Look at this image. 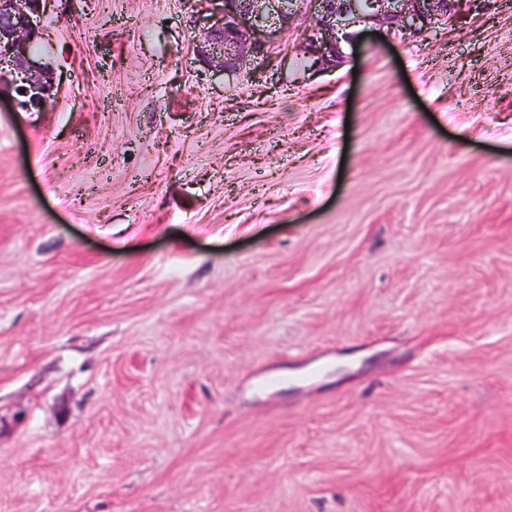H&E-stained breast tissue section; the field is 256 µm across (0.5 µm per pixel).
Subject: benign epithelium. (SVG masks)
<instances>
[{
  "label": "benign epithelium",
  "mask_w": 512,
  "mask_h": 512,
  "mask_svg": "<svg viewBox=\"0 0 512 512\" xmlns=\"http://www.w3.org/2000/svg\"><path fill=\"white\" fill-rule=\"evenodd\" d=\"M46 0H0V68L9 76L15 105L39 112L58 92L48 64L32 60L39 37L33 16ZM210 12L196 53L209 67L241 70L268 55L273 34L296 18L305 26L303 52L326 68L340 66L344 46L354 47L371 28L387 36L408 39L429 27L448 22L476 0H198Z\"/></svg>",
  "instance_id": "1"
}]
</instances>
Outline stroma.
I'll list each match as a JSON object with an SVG mask.
<instances>
[{
    "label": "stroma",
    "mask_w": 512,
    "mask_h": 512,
    "mask_svg": "<svg viewBox=\"0 0 512 512\" xmlns=\"http://www.w3.org/2000/svg\"><path fill=\"white\" fill-rule=\"evenodd\" d=\"M198 10L0 89V512H512V0L233 75Z\"/></svg>",
    "instance_id": "1"
}]
</instances>
